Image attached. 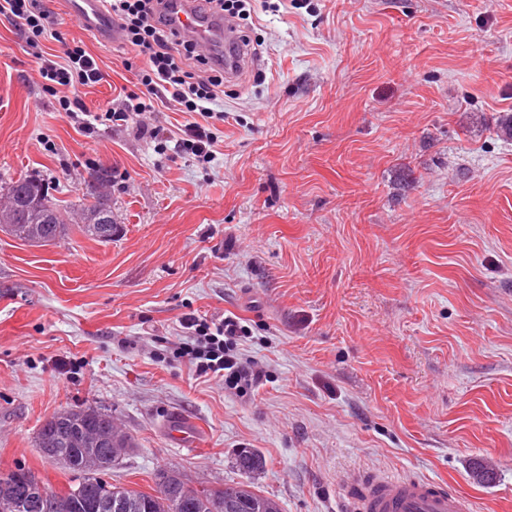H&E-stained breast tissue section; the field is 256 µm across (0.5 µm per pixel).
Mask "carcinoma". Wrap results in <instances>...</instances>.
Masks as SVG:
<instances>
[{
  "label": "carcinoma",
  "instance_id": "carcinoma-1",
  "mask_svg": "<svg viewBox=\"0 0 512 512\" xmlns=\"http://www.w3.org/2000/svg\"><path fill=\"white\" fill-rule=\"evenodd\" d=\"M8 203H13V194L17 191L24 193L22 209L20 211L19 223L37 224L40 230L50 239L56 240L65 236L67 230L66 222L62 218L60 208L49 195L48 188L42 179L27 175L4 186ZM72 209L80 214L82 231H89L88 225L100 224L102 231L94 234V237L101 242L112 241V235L116 228L112 224L102 223V215L98 209V202H92L85 198L79 203L72 205ZM70 415L65 419L64 415ZM56 413L43 422L42 429L45 432L47 441L37 443L42 458L47 462H54L57 454L68 457L70 464L66 466L69 475V482L77 478H83L90 490L101 486V479L108 474L112 468V461L107 458L109 450H99L101 465L93 469L85 463L87 449L71 443H64L59 437L68 433L71 425L82 422L85 429L99 430L112 424V417L99 410H79L68 413ZM265 465L262 456L252 450L243 449L235 458V467L243 475L249 477L260 473ZM15 471L10 470L0 473V512H13L11 505L23 494V486L14 480ZM172 481L175 482L174 489L164 495L156 492L147 493L129 486H122L120 490L133 496L140 503L147 506L145 512H226V499H235L231 512H281L279 503L266 495L252 489L237 495V488L249 487V482H233L224 484L222 489H214L207 485L194 486L189 484L180 473L171 471Z\"/></svg>",
  "mask_w": 512,
  "mask_h": 512
}]
</instances>
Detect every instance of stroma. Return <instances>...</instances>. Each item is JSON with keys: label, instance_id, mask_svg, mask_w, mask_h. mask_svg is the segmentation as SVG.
<instances>
[{"label": "stroma", "instance_id": "1", "mask_svg": "<svg viewBox=\"0 0 512 512\" xmlns=\"http://www.w3.org/2000/svg\"><path fill=\"white\" fill-rule=\"evenodd\" d=\"M119 103L135 54L65 17ZM256 62L225 85L208 165L133 125L87 131L44 93L0 16V184L69 202L107 169L118 231L44 246L0 234V471L67 479L37 447L87 407L135 440L112 483L160 469L212 487L239 449L282 512H348V474L439 481L512 512V0H252ZM232 312L266 379L245 397L174 355L184 314ZM201 445L173 444L174 416ZM264 465L265 461L262 456L252 449L240 450L235 458L236 469L246 477L260 473Z\"/></svg>", "mask_w": 512, "mask_h": 512}]
</instances>
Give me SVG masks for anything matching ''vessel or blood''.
Returning a JSON list of instances; mask_svg holds the SVG:
<instances>
[{
  "label": "vessel or blood",
  "instance_id": "1",
  "mask_svg": "<svg viewBox=\"0 0 512 512\" xmlns=\"http://www.w3.org/2000/svg\"><path fill=\"white\" fill-rule=\"evenodd\" d=\"M66 3L85 31L100 43L119 42L120 34L104 11L102 0H66ZM173 20L184 36L223 64L226 78H235L243 69L246 59L239 50L240 38L221 19L199 13L194 10L192 0H183ZM169 432L187 450H195L200 444L198 429L182 417L173 418ZM358 486L356 512H469L464 498L418 478L377 475L359 481Z\"/></svg>",
  "mask_w": 512,
  "mask_h": 512
}]
</instances>
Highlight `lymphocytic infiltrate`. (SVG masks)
<instances>
[{"label": "lymphocytic infiltrate", "instance_id": "1", "mask_svg": "<svg viewBox=\"0 0 512 512\" xmlns=\"http://www.w3.org/2000/svg\"><path fill=\"white\" fill-rule=\"evenodd\" d=\"M108 12L122 32V39L136 51L141 92H129L123 107L107 109L105 120L134 121L139 132L159 137L160 127L148 116L156 106L174 107L191 114L180 136H169L174 154H188L201 164L214 161L216 143L213 121L223 120L217 103L224 96V69L204 55L194 42L183 37L172 20L161 17L166 0H105ZM0 16L28 35L45 92L59 97L63 112L83 128H91L94 116L86 115L78 89L104 80L105 74L82 42H73L64 55L45 51L44 43L56 24L41 0H0ZM181 326L193 341L178 355L194 369L197 377L222 381L225 390L243 397L251 393L265 372L256 361L242 358L236 341L249 328L232 313L203 317L186 314Z\"/></svg>", "mask_w": 512, "mask_h": 512}]
</instances>
